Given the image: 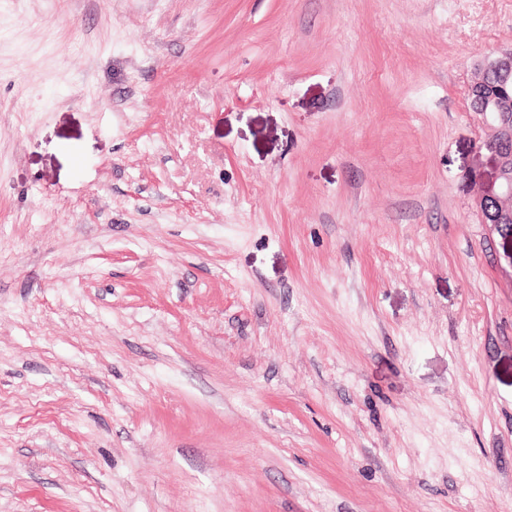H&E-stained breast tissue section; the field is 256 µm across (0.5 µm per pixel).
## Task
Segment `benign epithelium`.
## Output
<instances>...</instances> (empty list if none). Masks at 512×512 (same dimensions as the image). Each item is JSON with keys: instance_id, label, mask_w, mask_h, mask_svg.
Segmentation results:
<instances>
[{"instance_id": "1", "label": "benign epithelium", "mask_w": 512, "mask_h": 512, "mask_svg": "<svg viewBox=\"0 0 512 512\" xmlns=\"http://www.w3.org/2000/svg\"><path fill=\"white\" fill-rule=\"evenodd\" d=\"M512 81V49L483 62L468 87L493 135L496 170L494 187L478 197L476 207L482 223L502 237L506 257L512 264V93L504 86Z\"/></svg>"}]
</instances>
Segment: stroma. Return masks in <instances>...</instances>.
Segmentation results:
<instances>
[{"label":"stroma","instance_id":"35a3bbf8","mask_svg":"<svg viewBox=\"0 0 512 512\" xmlns=\"http://www.w3.org/2000/svg\"><path fill=\"white\" fill-rule=\"evenodd\" d=\"M510 47L512 0H0V512H512ZM509 80L512 82V49L479 66L468 87V96L471 103H477L479 115L491 129L494 140L495 185L478 197L476 207L482 224L501 235L506 257L512 264V93L504 90Z\"/></svg>","mask_w":512,"mask_h":512}]
</instances>
